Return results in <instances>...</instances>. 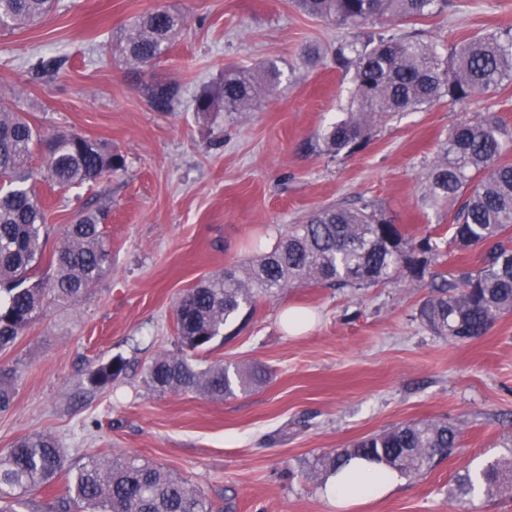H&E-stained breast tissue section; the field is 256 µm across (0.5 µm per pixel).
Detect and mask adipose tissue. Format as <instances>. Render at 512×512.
Returning <instances> with one entry per match:
<instances>
[{
    "label": "adipose tissue",
    "instance_id": "adipose-tissue-1",
    "mask_svg": "<svg viewBox=\"0 0 512 512\" xmlns=\"http://www.w3.org/2000/svg\"><path fill=\"white\" fill-rule=\"evenodd\" d=\"M401 479L398 471L385 465L354 459L329 474L323 494L336 512H349L357 504L388 495Z\"/></svg>",
    "mask_w": 512,
    "mask_h": 512
}]
</instances>
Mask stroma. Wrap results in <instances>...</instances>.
I'll list each match as a JSON object with an SVG mask.
<instances>
[{"label":"stroma","mask_w":512,"mask_h":512,"mask_svg":"<svg viewBox=\"0 0 512 512\" xmlns=\"http://www.w3.org/2000/svg\"><path fill=\"white\" fill-rule=\"evenodd\" d=\"M188 19L160 65L146 73L101 49L154 7ZM393 35L423 31L440 51L512 28V0H448ZM346 28L294 0H56L43 22L0 31V97L40 130H65L123 155L111 177L66 190L36 180L51 226L46 252L78 212L103 208L112 263L88 294L54 307L0 351L15 397L0 412V453L21 437L53 435L70 466L90 455L133 456L182 475L224 512H336L312 474L317 458L405 423L445 419L460 445L427 474L351 512H512V497L464 504L461 474L511 454L512 313L475 340L433 333L418 317L427 282L401 272L372 288L300 285L259 296L250 320L216 340L203 364L259 365L267 381L221 401L157 393L148 365L176 352L174 306L203 277L267 250L280 231L336 203L369 205L414 237L448 225L447 208L422 206L424 176L458 123L493 112L512 127V80L465 104L404 112L375 126L355 153L327 155L324 130L349 111L351 74L336 70ZM52 74L30 71L36 57ZM275 60L281 75L251 112H196L225 70ZM177 82L180 104L154 110L141 80ZM288 308L312 327L289 335ZM120 358L126 371L92 389L91 371Z\"/></svg>","instance_id":"stroma-1"}]
</instances>
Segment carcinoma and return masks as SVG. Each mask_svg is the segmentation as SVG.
Returning <instances> with one entry per match:
<instances>
[{"mask_svg":"<svg viewBox=\"0 0 512 512\" xmlns=\"http://www.w3.org/2000/svg\"><path fill=\"white\" fill-rule=\"evenodd\" d=\"M308 14L354 30L336 49V69L353 72L350 112L322 138L323 151L338 156L363 147L372 128L401 113L475 100L512 79V32L478 35L456 43L443 57L421 31L402 36H360L357 30L383 17L410 21L444 11L448 0H298ZM54 0H0V30H16L43 20ZM180 14L159 8L144 13L109 40L114 57L140 71L154 68L185 28ZM269 60L261 72L226 71L220 86L201 95L196 111L246 112L259 101L261 85L276 82ZM149 104L168 112L178 104L181 85L146 82ZM512 146V128L492 113L457 124L429 170L421 203L429 208L457 205L449 224L455 249H479L482 267L459 266L453 274L431 270L444 238L416 239L367 205L332 204L292 224L267 251L244 259L239 268L199 281L179 298L175 328L180 352L154 359L146 371L152 390L198 393L224 400L261 382L255 367L216 363L204 368L187 352H206L238 319L254 311L256 298L285 288L315 283L334 288H369L398 277L406 268L420 281L430 276L432 295L419 317L435 333L453 340L484 335L512 312V163L504 155ZM40 157L44 177L58 188L95 182L124 168L119 153L92 139L68 132L45 136L8 102L0 103V350L14 346L46 309L72 304L110 265L103 238L104 214L85 211L66 225L48 271L39 273L49 237L45 212L26 183ZM113 359L95 369L90 383L100 389L125 372ZM14 384L0 375V412L9 410ZM459 431L446 420L405 423L368 435L319 459L329 474L353 458L383 463L407 476L432 469L457 447ZM66 477L56 512H214L211 501L189 480L164 467L135 458L91 455L69 468L66 455L50 434L17 440L0 456V512ZM512 492V462L495 460L457 481L456 496L478 495L487 501Z\"/></svg>","mask_w":512,"mask_h":512,"instance_id":"1","label":"carcinoma"}]
</instances>
